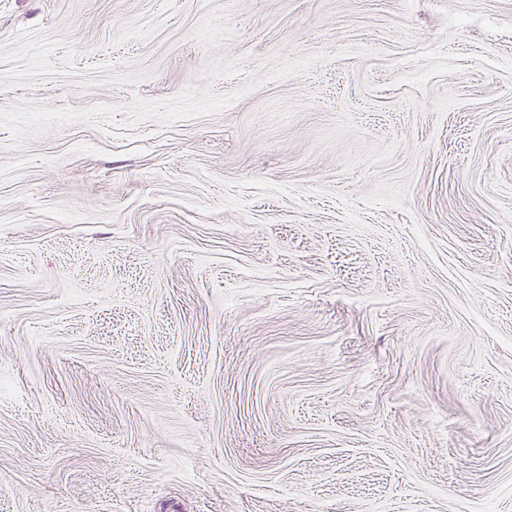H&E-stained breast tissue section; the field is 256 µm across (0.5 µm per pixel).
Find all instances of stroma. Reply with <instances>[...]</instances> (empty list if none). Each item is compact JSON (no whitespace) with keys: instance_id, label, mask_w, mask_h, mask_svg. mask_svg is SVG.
Segmentation results:
<instances>
[{"instance_id":"35a3bbf8","label":"stroma","mask_w":512,"mask_h":512,"mask_svg":"<svg viewBox=\"0 0 512 512\" xmlns=\"http://www.w3.org/2000/svg\"><path fill=\"white\" fill-rule=\"evenodd\" d=\"M0 512H512V0H0Z\"/></svg>"}]
</instances>
